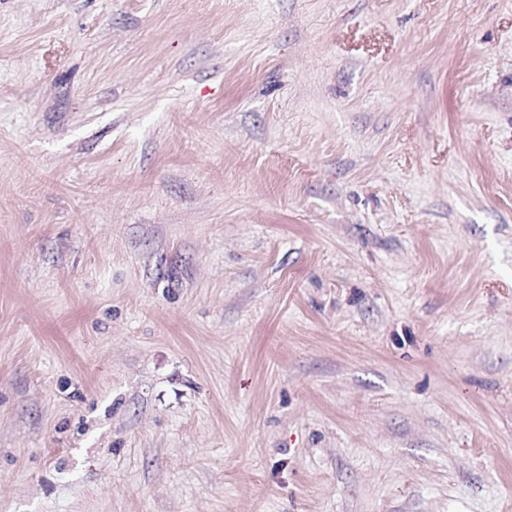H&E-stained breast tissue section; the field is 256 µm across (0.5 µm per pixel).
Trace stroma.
<instances>
[{"label":"stroma","instance_id":"1","mask_svg":"<svg viewBox=\"0 0 512 512\" xmlns=\"http://www.w3.org/2000/svg\"><path fill=\"white\" fill-rule=\"evenodd\" d=\"M0 512H512V0H0Z\"/></svg>","mask_w":512,"mask_h":512}]
</instances>
